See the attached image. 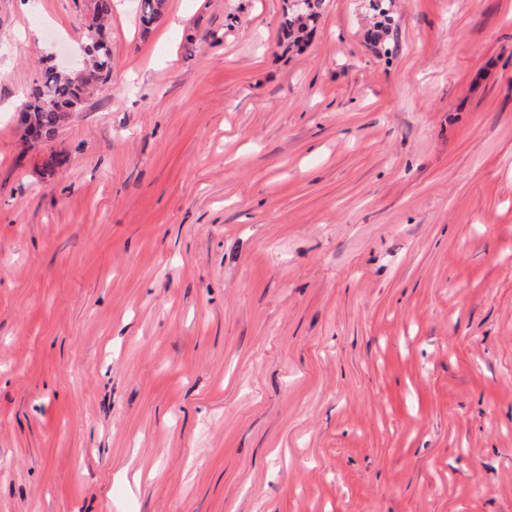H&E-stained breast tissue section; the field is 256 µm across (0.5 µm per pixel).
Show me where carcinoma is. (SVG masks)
<instances>
[{
  "label": "carcinoma",
  "mask_w": 512,
  "mask_h": 512,
  "mask_svg": "<svg viewBox=\"0 0 512 512\" xmlns=\"http://www.w3.org/2000/svg\"><path fill=\"white\" fill-rule=\"evenodd\" d=\"M322 0H301L293 6L287 0L283 8L281 32L288 46L297 47L305 42L321 17ZM139 19L148 30L159 23L164 16L165 0H136ZM112 14V0H91L85 16L86 43H97L99 49L89 52V65L102 71L104 80L112 73V48L110 43L98 40L104 31V23ZM93 90L84 87L73 75L66 76L48 64L43 67L27 100L18 112L19 129L22 138L37 137L44 141L53 139L69 115L81 110Z\"/></svg>",
  "instance_id": "carcinoma-1"
}]
</instances>
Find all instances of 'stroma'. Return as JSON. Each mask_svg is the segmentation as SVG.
<instances>
[{"label": "stroma", "mask_w": 512, "mask_h": 512, "mask_svg": "<svg viewBox=\"0 0 512 512\" xmlns=\"http://www.w3.org/2000/svg\"><path fill=\"white\" fill-rule=\"evenodd\" d=\"M86 4L0 0V512H512V0H113L26 145ZM112 0H91L85 16L86 44L97 41L98 51L88 52L86 60L89 65L102 71L104 83L109 80L112 73V48L110 42L103 43L98 40L104 30L105 21L112 14ZM136 10L142 26L147 31L163 18L165 0H137ZM299 1L301 5L294 7L293 0H287L283 8L281 32L289 48L304 43L321 17L322 0ZM93 89L84 87L74 75L66 76L47 64L41 70L27 100L18 112L22 139H53L72 112H79Z\"/></svg>", "instance_id": "stroma-1"}]
</instances>
